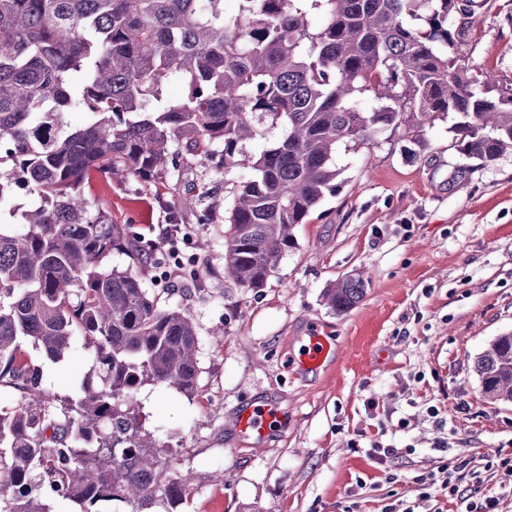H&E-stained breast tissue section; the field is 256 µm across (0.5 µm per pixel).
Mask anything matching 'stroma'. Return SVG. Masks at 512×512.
<instances>
[{
	"label": "stroma",
	"mask_w": 512,
	"mask_h": 512,
	"mask_svg": "<svg viewBox=\"0 0 512 512\" xmlns=\"http://www.w3.org/2000/svg\"><path fill=\"white\" fill-rule=\"evenodd\" d=\"M472 64L512 79V0H493L476 23ZM452 119L437 121L413 158L400 133L342 143V184L278 261L265 288L224 283V205L247 172L196 165L168 187L95 174L84 193L148 240L164 237L177 202L192 201L177 277L144 286L161 306L189 311L198 334L199 390L187 397L147 385L136 395L144 427L187 480L180 512H456L425 479L448 460L462 493L512 512V404H492L474 358L512 332V155L475 171L454 146ZM369 276L366 296L338 315L323 302L337 278ZM223 336H214L216 326ZM336 340L328 368L301 372L295 359L311 330ZM46 386L76 394L93 361L74 338L57 363L30 341ZM276 404L283 424L261 445L242 438L240 405ZM394 447L385 461L374 441Z\"/></svg>",
	"instance_id": "35a3bbf8"
}]
</instances>
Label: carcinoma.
<instances>
[{"mask_svg":"<svg viewBox=\"0 0 512 512\" xmlns=\"http://www.w3.org/2000/svg\"><path fill=\"white\" fill-rule=\"evenodd\" d=\"M0 0V203L21 185L37 198L20 231L0 228V512H175L186 481L143 428L146 385L198 393L196 327L144 288L163 242L146 241L83 187L121 171L157 184L196 164L249 171L224 210V278L258 290L295 246V228L341 185L336 147L426 129L453 113L467 168L512 154V80H480L471 35L491 0ZM180 80L186 94L164 99ZM89 115L82 127L68 115ZM268 121L280 136L247 144ZM127 254L124 269L107 264ZM368 280L323 293L344 314ZM81 336L93 380L58 398L22 353L57 362ZM472 371L484 398L512 403V333Z\"/></svg>","mask_w":512,"mask_h":512,"instance_id":"cac0c4a2","label":"carcinoma"}]
</instances>
